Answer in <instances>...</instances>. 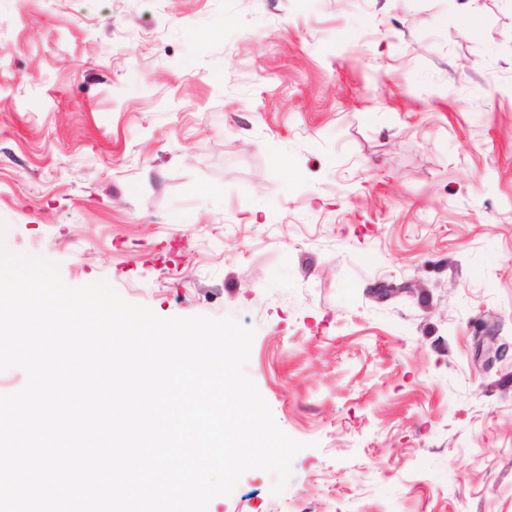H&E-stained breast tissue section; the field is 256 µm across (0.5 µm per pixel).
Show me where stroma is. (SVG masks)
<instances>
[{
    "instance_id": "stroma-1",
    "label": "stroma",
    "mask_w": 512,
    "mask_h": 512,
    "mask_svg": "<svg viewBox=\"0 0 512 512\" xmlns=\"http://www.w3.org/2000/svg\"><path fill=\"white\" fill-rule=\"evenodd\" d=\"M510 31L512 0H0V243L254 329L305 444L207 512H512Z\"/></svg>"
}]
</instances>
